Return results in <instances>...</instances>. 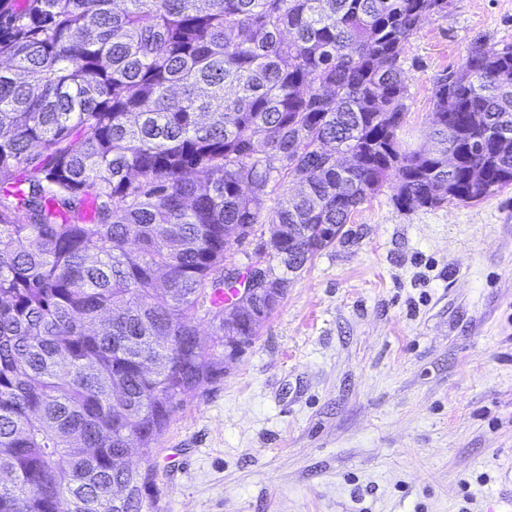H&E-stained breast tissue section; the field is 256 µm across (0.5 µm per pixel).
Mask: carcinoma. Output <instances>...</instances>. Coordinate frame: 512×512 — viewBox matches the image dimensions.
Returning <instances> with one entry per match:
<instances>
[{"label": "carcinoma", "mask_w": 512, "mask_h": 512, "mask_svg": "<svg viewBox=\"0 0 512 512\" xmlns=\"http://www.w3.org/2000/svg\"><path fill=\"white\" fill-rule=\"evenodd\" d=\"M447 7L0 0V512H152L159 436L260 323L212 301L253 271L221 275L224 230L280 225L295 276L388 182L402 209L512 185L511 44L440 77L434 145L402 148L401 58Z\"/></svg>", "instance_id": "obj_1"}]
</instances>
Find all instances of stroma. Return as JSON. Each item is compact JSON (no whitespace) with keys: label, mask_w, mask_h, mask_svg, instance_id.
<instances>
[{"label":"stroma","mask_w":512,"mask_h":512,"mask_svg":"<svg viewBox=\"0 0 512 512\" xmlns=\"http://www.w3.org/2000/svg\"><path fill=\"white\" fill-rule=\"evenodd\" d=\"M512 0H448L405 49L404 146ZM385 184L159 438L157 512H512V186L399 210Z\"/></svg>","instance_id":"obj_1"}]
</instances>
